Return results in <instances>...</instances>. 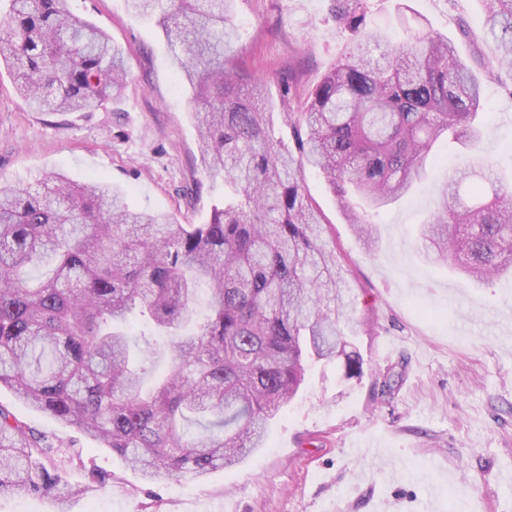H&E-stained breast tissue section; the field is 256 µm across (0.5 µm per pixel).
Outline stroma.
<instances>
[{
	"mask_svg": "<svg viewBox=\"0 0 512 512\" xmlns=\"http://www.w3.org/2000/svg\"><path fill=\"white\" fill-rule=\"evenodd\" d=\"M366 26L394 38L405 20L448 35L475 72L491 61L493 40L481 0H367ZM72 11L122 47L123 89L93 112L31 111L0 68V187L36 184L56 171L79 183L107 180L132 205L203 223L217 196L190 119V92L171 65L156 23L125 0H71ZM239 63L266 78L303 70L316 85L358 42L338 27L331 0H236ZM482 155L512 178V75L484 82ZM410 195L372 216L365 248L323 175L305 168L309 197L331 226L336 253L359 293L354 320L361 378L336 363L317 367L272 425L264 448L200 481L148 483L110 449L0 391L28 427L77 446L67 465L64 502L1 494L0 512H512V276L478 286L426 262L418 226L439 183L457 166L455 148ZM399 373L392 395L380 393Z\"/></svg>",
	"mask_w": 512,
	"mask_h": 512,
	"instance_id": "stroma-1",
	"label": "stroma"
}]
</instances>
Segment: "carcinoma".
<instances>
[{"mask_svg": "<svg viewBox=\"0 0 512 512\" xmlns=\"http://www.w3.org/2000/svg\"><path fill=\"white\" fill-rule=\"evenodd\" d=\"M155 20L191 92L201 163L223 181L203 224L132 207L107 181L56 171L0 188V389L101 442L150 483L201 480L264 447L308 371L364 359L344 332L356 299L306 191L319 170L364 244L368 217L403 199L435 146L470 154L443 181L420 253L475 282L512 274V187L479 154L482 82L420 23L390 42L366 0H334L361 40L314 87L291 70L276 136L266 83L237 64L233 0H127ZM512 69V0H482ZM36 112H90L122 89L123 51L69 0H9L0 65ZM299 101L298 112L288 111ZM53 261L39 277L31 265ZM79 452L0 405V494L60 497Z\"/></svg>", "mask_w": 512, "mask_h": 512, "instance_id": "1", "label": "carcinoma"}]
</instances>
